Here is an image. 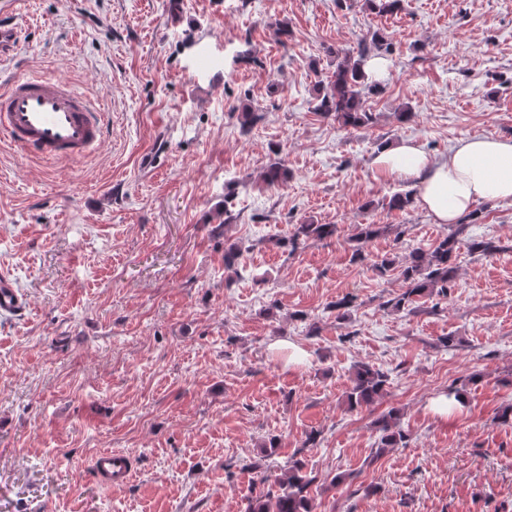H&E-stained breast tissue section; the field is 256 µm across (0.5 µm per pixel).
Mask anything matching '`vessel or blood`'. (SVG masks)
I'll list each match as a JSON object with an SVG mask.
<instances>
[{"label": "vessel or blood", "mask_w": 512, "mask_h": 512, "mask_svg": "<svg viewBox=\"0 0 512 512\" xmlns=\"http://www.w3.org/2000/svg\"><path fill=\"white\" fill-rule=\"evenodd\" d=\"M204 39L186 41L180 58L183 72L196 86H221V67L205 63ZM106 114L69 83L42 76H19L0 85V137L26 155L50 161L76 162L101 146L106 135ZM22 308L10 273H0V314L13 315ZM93 469L100 482L119 486L130 482L133 470L123 452H99Z\"/></svg>", "instance_id": "1"}]
</instances>
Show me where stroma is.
<instances>
[{
  "label": "stroma",
  "instance_id": "1",
  "mask_svg": "<svg viewBox=\"0 0 512 512\" xmlns=\"http://www.w3.org/2000/svg\"><path fill=\"white\" fill-rule=\"evenodd\" d=\"M21 39L0 75L53 76L109 115L89 159L46 165L0 140V269L25 304L0 316V512H243L262 475L302 459L315 512H512V200L481 201L445 298L385 303L402 288L378 257H406L452 227L411 183L376 176L378 145L435 157L512 137V0H21ZM391 45L372 122L315 112L341 53ZM224 42V84L177 66L196 34ZM262 113L242 133L238 113ZM282 153L287 183L260 180ZM234 221L225 222V212ZM298 224L336 234L297 252ZM360 224H389L364 261ZM244 251L235 277L224 245ZM351 295L337 319L333 304ZM455 336V347L439 339ZM389 376L349 407L354 367ZM479 374L470 382L471 374ZM462 393L447 413L449 390ZM397 410L406 445L376 456V420ZM313 446H305L307 435ZM124 451L126 485L94 477ZM344 482H334L337 474ZM92 466L100 482L106 486L127 484L134 473L126 455L117 450L99 452Z\"/></svg>",
  "mask_w": 512,
  "mask_h": 512
}]
</instances>
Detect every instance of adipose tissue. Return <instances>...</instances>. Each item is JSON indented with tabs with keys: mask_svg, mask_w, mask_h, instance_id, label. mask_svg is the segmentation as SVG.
Instances as JSON below:
<instances>
[{
	"mask_svg": "<svg viewBox=\"0 0 512 512\" xmlns=\"http://www.w3.org/2000/svg\"><path fill=\"white\" fill-rule=\"evenodd\" d=\"M371 168L378 176L410 181L438 224L457 223L478 202L512 199L510 137L462 140L443 160L434 159L419 144L403 141L377 152Z\"/></svg>",
	"mask_w": 512,
	"mask_h": 512,
	"instance_id": "adipose-tissue-1",
	"label": "adipose tissue"
}]
</instances>
